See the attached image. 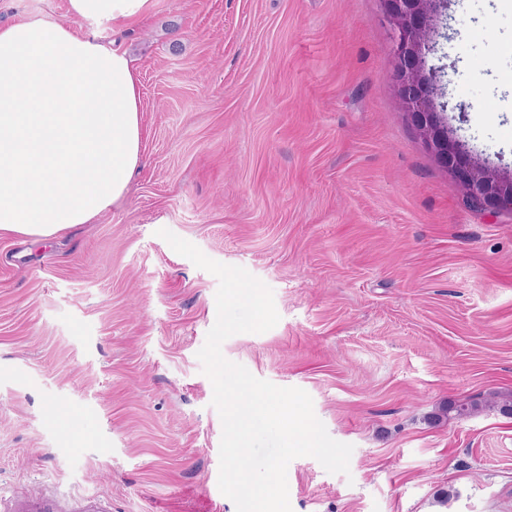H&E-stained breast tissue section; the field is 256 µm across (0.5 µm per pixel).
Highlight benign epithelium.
Here are the masks:
<instances>
[{"label": "benign epithelium", "mask_w": 512, "mask_h": 512, "mask_svg": "<svg viewBox=\"0 0 512 512\" xmlns=\"http://www.w3.org/2000/svg\"><path fill=\"white\" fill-rule=\"evenodd\" d=\"M401 106L438 165L477 207L512 208V172L480 160L438 110V73L428 66L435 51L445 0H381Z\"/></svg>", "instance_id": "benign-epithelium-1"}]
</instances>
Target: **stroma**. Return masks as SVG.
I'll use <instances>...</instances> for the list:
<instances>
[{"label":"stroma","instance_id":"35a3bbf8","mask_svg":"<svg viewBox=\"0 0 512 512\" xmlns=\"http://www.w3.org/2000/svg\"><path fill=\"white\" fill-rule=\"evenodd\" d=\"M446 16L448 120L511 170L512 0ZM21 19L84 29L68 0H0ZM98 35L137 66L142 161L97 222L0 236V497L236 512L197 357L218 280L165 228L271 288L277 325L223 355L353 447L345 475L290 462L292 512H512V417L441 415L512 391V210L470 206L425 147L379 0H154Z\"/></svg>","mask_w":512,"mask_h":512}]
</instances>
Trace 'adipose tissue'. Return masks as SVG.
I'll list each match as a JSON object with an SVG mask.
<instances>
[{"label":"adipose tissue","instance_id":"obj_1","mask_svg":"<svg viewBox=\"0 0 512 512\" xmlns=\"http://www.w3.org/2000/svg\"><path fill=\"white\" fill-rule=\"evenodd\" d=\"M153 0H68L78 32L50 20L0 26V233L33 243L97 221L141 162L138 72L100 26Z\"/></svg>","mask_w":512,"mask_h":512}]
</instances>
